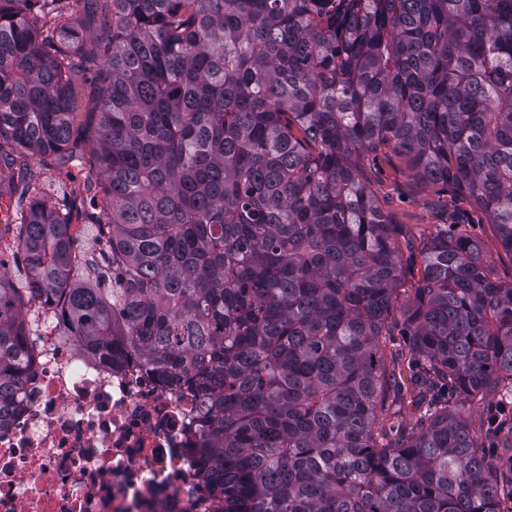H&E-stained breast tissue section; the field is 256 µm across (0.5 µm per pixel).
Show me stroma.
<instances>
[{
  "label": "stroma",
  "mask_w": 512,
  "mask_h": 512,
  "mask_svg": "<svg viewBox=\"0 0 512 512\" xmlns=\"http://www.w3.org/2000/svg\"><path fill=\"white\" fill-rule=\"evenodd\" d=\"M28 165L32 181L52 189L53 201L71 211L74 226L95 220L102 205L103 189L93 162H84L67 173L40 166L33 159ZM363 170L383 211L405 226L401 247L409 262L400 284L399 308L411 303L420 278L418 254L422 242L440 224L454 221L464 224L469 235L480 242L498 277L512 278V257L501 250L495 226L465 196L426 184L413 175L400 157L389 152L380 150L369 155L363 162Z\"/></svg>",
  "instance_id": "35a3bbf8"
}]
</instances>
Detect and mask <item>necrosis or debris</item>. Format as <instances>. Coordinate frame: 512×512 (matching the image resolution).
<instances>
[{"label": "necrosis or debris", "mask_w": 512, "mask_h": 512, "mask_svg": "<svg viewBox=\"0 0 512 512\" xmlns=\"http://www.w3.org/2000/svg\"><path fill=\"white\" fill-rule=\"evenodd\" d=\"M23 393L0 423V512H222L195 451L204 404L108 363L40 315Z\"/></svg>", "instance_id": "4bbe7bcc"}]
</instances>
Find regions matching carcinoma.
Wrapping results in <instances>:
<instances>
[{"label":"carcinoma","mask_w":512,"mask_h":512,"mask_svg":"<svg viewBox=\"0 0 512 512\" xmlns=\"http://www.w3.org/2000/svg\"><path fill=\"white\" fill-rule=\"evenodd\" d=\"M62 2L0 0V187L16 154L88 153L103 205L78 233L39 185L6 209L0 419L50 310L91 356L211 400L196 448L222 512H504L487 440L512 423V280L436 229L406 316L420 369L389 364L401 226L362 161L383 147L463 193L512 255V0ZM87 31L83 141L65 48Z\"/></svg>","instance_id":"obj_1"}]
</instances>
